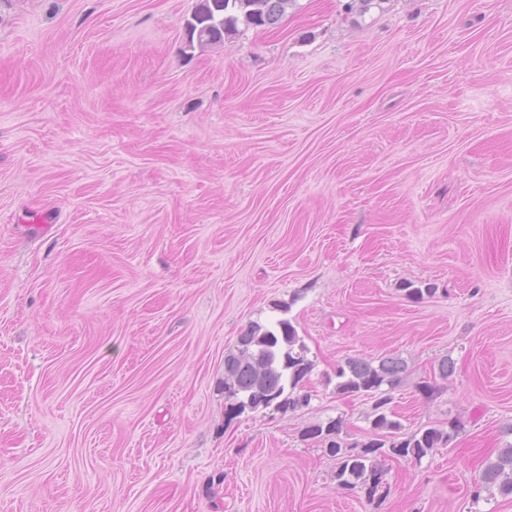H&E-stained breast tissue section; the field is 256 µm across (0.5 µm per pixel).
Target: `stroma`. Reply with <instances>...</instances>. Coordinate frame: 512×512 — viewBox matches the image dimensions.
<instances>
[{
    "instance_id": "1",
    "label": "stroma",
    "mask_w": 512,
    "mask_h": 512,
    "mask_svg": "<svg viewBox=\"0 0 512 512\" xmlns=\"http://www.w3.org/2000/svg\"><path fill=\"white\" fill-rule=\"evenodd\" d=\"M198 2L0 0V512H512L474 490L512 446V0H295L191 49ZM282 318L309 404L230 415ZM384 356L404 433L458 429L371 497L303 432L366 441L335 369Z\"/></svg>"
}]
</instances>
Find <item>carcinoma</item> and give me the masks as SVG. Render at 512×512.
<instances>
[{
	"label": "carcinoma",
	"mask_w": 512,
	"mask_h": 512,
	"mask_svg": "<svg viewBox=\"0 0 512 512\" xmlns=\"http://www.w3.org/2000/svg\"><path fill=\"white\" fill-rule=\"evenodd\" d=\"M291 2L199 0L186 23L189 46L219 43L240 21L254 28L273 27ZM297 342L295 329L286 319L277 320L270 328L255 324L239 337L236 352L224 357V390L232 403L230 412L239 414L272 405L285 412L310 401L302 383L312 372L313 363L304 347H296ZM404 371V362L395 357L383 358L376 366L362 359H348L337 367V394H362L372 399L370 438L359 451L346 445L340 437L339 419L324 427L308 428L303 436L321 441L325 452L336 458V479L342 486L361 485L371 495L380 483L376 457L390 453L419 461L448 443V431L434 427L401 436L402 424L394 419L390 404ZM480 481L512 496V447L501 449L497 458L485 465Z\"/></svg>",
	"instance_id": "obj_1"
}]
</instances>
